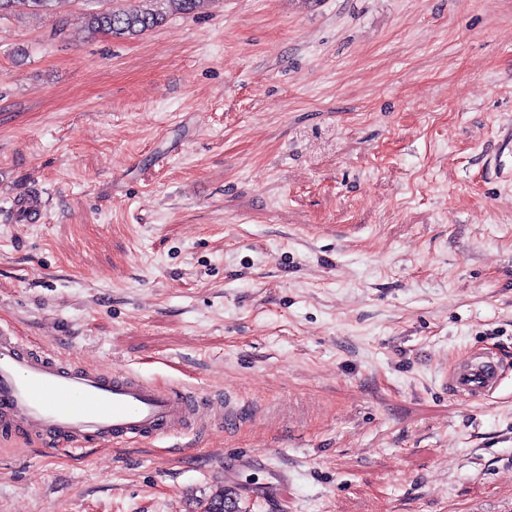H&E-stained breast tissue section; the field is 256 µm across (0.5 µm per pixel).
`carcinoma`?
Masks as SVG:
<instances>
[{"mask_svg": "<svg viewBox=\"0 0 512 512\" xmlns=\"http://www.w3.org/2000/svg\"><path fill=\"white\" fill-rule=\"evenodd\" d=\"M55 0H0V17L22 7L34 16H47ZM209 0H126L97 12L86 14L85 27L92 34L114 38H134L164 25L174 15L199 14Z\"/></svg>", "mask_w": 512, "mask_h": 512, "instance_id": "1", "label": "carcinoma"}]
</instances>
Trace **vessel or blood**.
Returning a JSON list of instances; mask_svg holds the SVG:
<instances>
[{"mask_svg":"<svg viewBox=\"0 0 512 512\" xmlns=\"http://www.w3.org/2000/svg\"><path fill=\"white\" fill-rule=\"evenodd\" d=\"M44 202L32 194L20 202L21 222H39ZM502 364L473 351L444 376L449 392L476 401L500 384ZM234 409L216 399L158 385L135 374L73 363L21 337L0 332V428L37 437L65 451L91 440H154L187 429L220 427Z\"/></svg>","mask_w":512,"mask_h":512,"instance_id":"1","label":"vessel or blood"}]
</instances>
